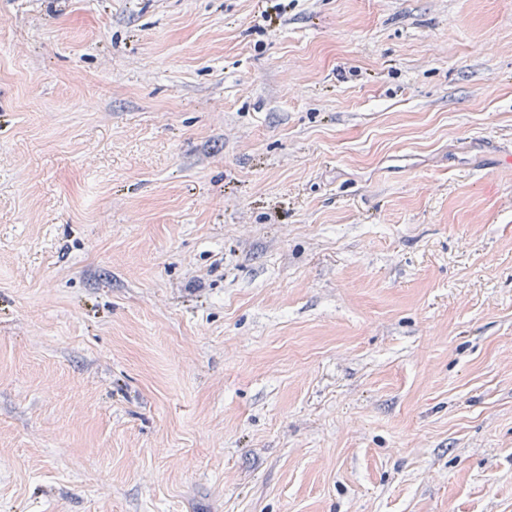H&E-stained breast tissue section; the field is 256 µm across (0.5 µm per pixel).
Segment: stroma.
Returning <instances> with one entry per match:
<instances>
[{
  "instance_id": "35a3bbf8",
  "label": "stroma",
  "mask_w": 512,
  "mask_h": 512,
  "mask_svg": "<svg viewBox=\"0 0 512 512\" xmlns=\"http://www.w3.org/2000/svg\"><path fill=\"white\" fill-rule=\"evenodd\" d=\"M0 512H512V0H0Z\"/></svg>"
}]
</instances>
